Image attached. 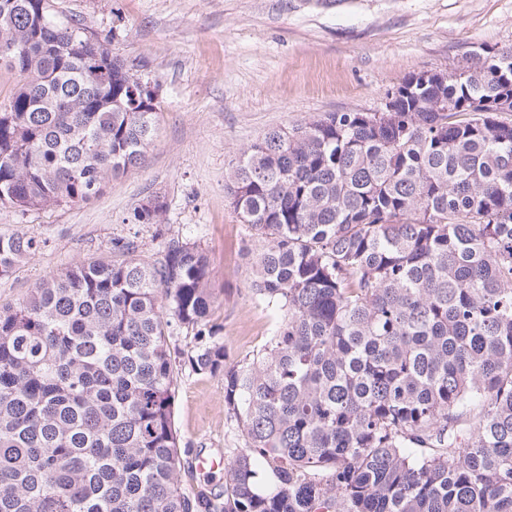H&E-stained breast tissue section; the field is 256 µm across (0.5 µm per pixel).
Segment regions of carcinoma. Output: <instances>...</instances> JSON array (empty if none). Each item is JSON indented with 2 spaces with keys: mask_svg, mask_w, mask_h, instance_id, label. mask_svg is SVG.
Segmentation results:
<instances>
[{
  "mask_svg": "<svg viewBox=\"0 0 512 512\" xmlns=\"http://www.w3.org/2000/svg\"><path fill=\"white\" fill-rule=\"evenodd\" d=\"M0 67L1 206L88 202L144 162L159 102L53 0H0ZM463 71L241 153L225 188L277 312L253 358L225 362L194 242L114 238L1 309L0 512H512V53ZM38 246L0 235V280ZM177 330L246 441L218 494L176 479Z\"/></svg>",
  "mask_w": 512,
  "mask_h": 512,
  "instance_id": "carcinoma-1",
  "label": "carcinoma"
}]
</instances>
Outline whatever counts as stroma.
Returning a JSON list of instances; mask_svg holds the SVG:
<instances>
[{"mask_svg": "<svg viewBox=\"0 0 512 512\" xmlns=\"http://www.w3.org/2000/svg\"><path fill=\"white\" fill-rule=\"evenodd\" d=\"M53 2L60 18L142 64L161 110L144 163L88 203L24 213L0 206V235L40 242L0 280V308L49 274L110 258L113 238L136 237L142 257L156 259L179 237L208 255L230 363L252 358L274 329L252 291L254 244L226 198L242 151L274 128L377 110L409 74L461 70L484 47L512 51V0ZM150 196L167 206L163 223H130ZM175 386L178 483L186 492H221L223 469L207 474L193 462L245 445L224 410V378L182 369Z\"/></svg>", "mask_w": 512, "mask_h": 512, "instance_id": "1", "label": "stroma"}]
</instances>
